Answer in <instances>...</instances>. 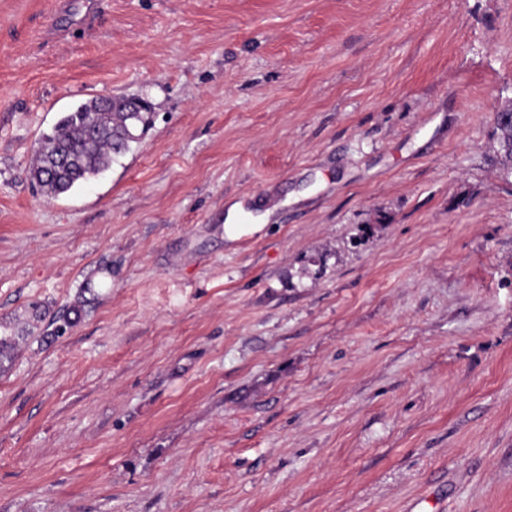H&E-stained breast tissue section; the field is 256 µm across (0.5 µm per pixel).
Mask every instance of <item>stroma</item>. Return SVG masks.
Segmentation results:
<instances>
[{"label": "stroma", "mask_w": 512, "mask_h": 512, "mask_svg": "<svg viewBox=\"0 0 512 512\" xmlns=\"http://www.w3.org/2000/svg\"><path fill=\"white\" fill-rule=\"evenodd\" d=\"M84 3L0 0V512H512V0ZM100 99L85 101L65 112L43 137L29 175L47 196L66 193L108 170L131 150L132 144L139 143L153 123V107L145 97L125 96L110 101L131 112H112V106L109 112H99ZM93 123L97 127L94 137L90 132ZM61 154L70 159L67 166L58 165ZM497 141L495 166L507 176H512V124H503L495 128Z\"/></svg>", "instance_id": "35a3bbf8"}]
</instances>
